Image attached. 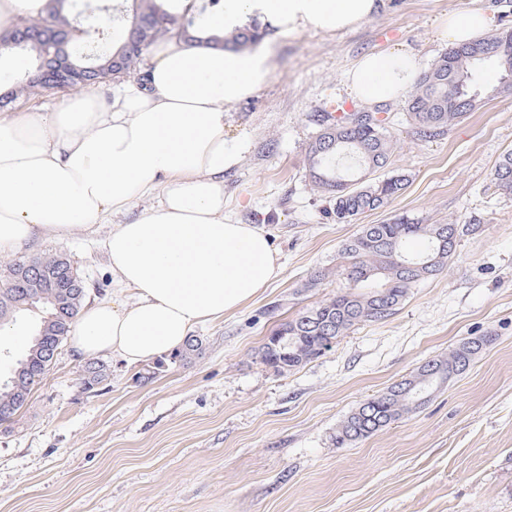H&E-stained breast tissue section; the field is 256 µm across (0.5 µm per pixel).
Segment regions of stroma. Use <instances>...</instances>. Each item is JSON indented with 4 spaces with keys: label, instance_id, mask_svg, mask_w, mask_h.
<instances>
[{
    "label": "stroma",
    "instance_id": "1",
    "mask_svg": "<svg viewBox=\"0 0 512 512\" xmlns=\"http://www.w3.org/2000/svg\"><path fill=\"white\" fill-rule=\"evenodd\" d=\"M481 7L512 28V0H386L358 28L280 38L268 84L230 110L227 139L248 138L224 175L240 223L263 225L283 271L240 310L193 333L201 355L147 378L146 365L107 358L86 390L83 359L62 344L26 406L0 423V512H512V196L493 181L512 151V92L486 95L445 134L417 136L402 103L384 105L395 143L388 173L409 184L384 209L348 224L307 176L317 114L357 111L346 73L398 44L422 66L448 50L438 18ZM402 217L463 225L444 272L411 288L384 323H364L304 367L278 375L257 352L279 324L347 290L345 242L363 225ZM110 225L37 240L0 257L64 254L87 303L112 298ZM325 272L319 287L304 284ZM489 344L461 374L402 419L340 447V422L367 397L447 355ZM108 366L99 360H89L83 370V385L85 389L92 390L108 378Z\"/></svg>",
    "mask_w": 512,
    "mask_h": 512
}]
</instances>
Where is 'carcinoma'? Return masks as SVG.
<instances>
[{
	"label": "carcinoma",
	"mask_w": 512,
	"mask_h": 512,
	"mask_svg": "<svg viewBox=\"0 0 512 512\" xmlns=\"http://www.w3.org/2000/svg\"><path fill=\"white\" fill-rule=\"evenodd\" d=\"M53 7L44 16L57 27L72 26L69 18L71 0H52ZM142 22L143 49L161 38L186 37L195 19L159 12L153 0H132L130 16L111 42L88 39L76 46V64L99 65L109 69L118 60L106 82H121L130 77L142 61V49L127 46L131 27ZM512 31L503 29L472 44L448 49L417 78L404 110L422 139L440 136L477 107L483 94L500 93L502 80H512ZM492 66L498 84L478 86L474 75ZM357 113L337 119L326 114L319 119L320 130L306 150L308 177L314 189L329 199L328 214L344 224L357 216L384 209L407 188L402 173L383 179H365L388 165L393 141L383 127L378 113L372 121H355ZM495 183L502 194L512 195V152L506 153L495 168ZM459 228L448 224H414L397 218L387 224H365L360 233L342 246L349 260L347 277L352 287L324 299L292 319L280 324L261 345L258 356L273 373L282 375L295 370L330 349L329 339H338L361 323H382L394 314L408 291L417 284L441 274L455 251L438 249V236L445 229ZM424 240L422 250L410 249V243ZM43 270L38 284L18 276L20 263L8 268L5 284L0 288V324L15 323L27 312L23 305L32 300L41 312L36 334L25 354L17 360L11 376L0 381V414L15 416L27 403L33 387L52 365L58 349L70 334L84 305L86 295H77L83 280L63 255L35 258ZM488 342L486 338H469L435 361L438 374L430 384L424 383V369L387 391L373 396L374 419H364L359 410L350 412L336 430V444L345 445L366 439L387 425L416 410L423 401L412 395L401 396L397 390L407 384L431 391L433 386L464 372ZM202 354V341L190 336L183 347L171 356L173 361H188ZM108 378V366L89 360L83 370V385L92 390Z\"/></svg>",
	"instance_id": "carcinoma-1"
}]
</instances>
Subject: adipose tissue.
Returning <instances> with one entry per match:
<instances>
[{
  "label": "adipose tissue",
  "mask_w": 512,
  "mask_h": 512,
  "mask_svg": "<svg viewBox=\"0 0 512 512\" xmlns=\"http://www.w3.org/2000/svg\"><path fill=\"white\" fill-rule=\"evenodd\" d=\"M171 15L195 17L189 39L150 46L146 82L114 84L108 100L91 92L0 117V256L37 237H60L150 205L115 225L105 249L118 289L132 306L85 307L70 332L81 356L109 354L136 366L174 353L192 327L240 309L281 273L276 249L258 224L224 210V174L250 148L228 142L230 109L258 93L274 67L277 39L305 31L335 34L378 14L383 0H155ZM50 0H0L3 39L19 18L44 17ZM257 27L258 44L235 49L225 37ZM492 19L481 8L448 12L440 38L482 41ZM417 51L407 45L361 56L347 76L362 105L396 103L414 84Z\"/></svg>",
  "instance_id": "adipose-tissue-1"
}]
</instances>
